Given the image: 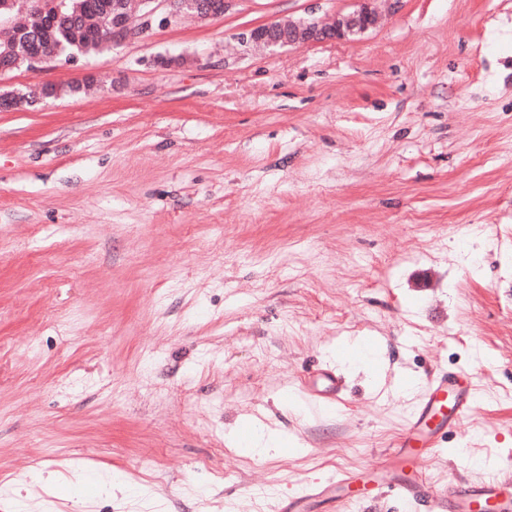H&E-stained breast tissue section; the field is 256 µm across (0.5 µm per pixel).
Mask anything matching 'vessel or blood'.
<instances>
[{"label": "vessel or blood", "mask_w": 512, "mask_h": 512, "mask_svg": "<svg viewBox=\"0 0 512 512\" xmlns=\"http://www.w3.org/2000/svg\"><path fill=\"white\" fill-rule=\"evenodd\" d=\"M300 388L313 400L337 403L345 383L337 371L320 367L309 373ZM478 398V388L468 375L440 372L426 381L419 404L389 452L396 478L388 484V491L414 506L438 505L446 512H474L477 504L489 501L496 512H512L511 478L494 475L464 487L446 488L429 483L420 474V459L439 450L442 433L473 410Z\"/></svg>", "instance_id": "b4317fda"}]
</instances>
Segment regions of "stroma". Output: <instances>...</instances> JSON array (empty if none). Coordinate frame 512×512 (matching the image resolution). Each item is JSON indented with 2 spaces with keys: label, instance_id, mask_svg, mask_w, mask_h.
Masks as SVG:
<instances>
[{
  "label": "stroma",
  "instance_id": "35a3bbf8",
  "mask_svg": "<svg viewBox=\"0 0 512 512\" xmlns=\"http://www.w3.org/2000/svg\"><path fill=\"white\" fill-rule=\"evenodd\" d=\"M352 8L238 0L0 76L90 84L0 111V512L32 490L45 512H283L343 471L387 479L441 368L480 400L422 474L512 476V0H381L354 40H238ZM359 343L374 373L337 362ZM316 363L341 403L299 390ZM251 420L283 446L229 447Z\"/></svg>",
  "mask_w": 512,
  "mask_h": 512
}]
</instances>
